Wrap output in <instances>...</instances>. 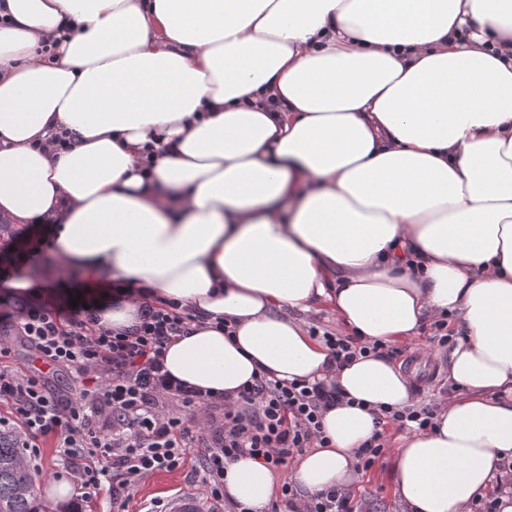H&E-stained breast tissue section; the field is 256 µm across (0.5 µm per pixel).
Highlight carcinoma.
<instances>
[{
    "label": "carcinoma",
    "instance_id": "obj_1",
    "mask_svg": "<svg viewBox=\"0 0 512 512\" xmlns=\"http://www.w3.org/2000/svg\"><path fill=\"white\" fill-rule=\"evenodd\" d=\"M17 431L0 429V512H39L33 496L31 469L21 461Z\"/></svg>",
    "mask_w": 512,
    "mask_h": 512
}]
</instances>
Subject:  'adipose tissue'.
Listing matches in <instances>:
<instances>
[{
  "mask_svg": "<svg viewBox=\"0 0 512 512\" xmlns=\"http://www.w3.org/2000/svg\"><path fill=\"white\" fill-rule=\"evenodd\" d=\"M0 213L50 225L97 286L135 282L104 326L155 295L195 307L165 354L180 380L342 391L327 447L288 467L299 510L351 490L376 410L412 398L302 314L370 343L457 315L455 390L400 437L393 494L512 512V0H0ZM278 481L242 457L224 498L270 512ZM308 323V332L312 325L321 327L324 331L321 338L325 342L326 346L331 350L334 358L340 361H349L357 355H365L367 353L373 354H384V343L373 342L371 345H364L359 342L356 336H349V332L336 322L335 317L326 310H322L320 313L313 316H302ZM341 334L335 335L333 333ZM310 333V332H309ZM311 333L313 336H318L320 330L317 327H311Z\"/></svg>",
  "mask_w": 512,
  "mask_h": 512,
  "instance_id": "ef3b65f1",
  "label": "adipose tissue"
}]
</instances>
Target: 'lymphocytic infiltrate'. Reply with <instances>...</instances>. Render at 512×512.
Here are the masks:
<instances>
[{"instance_id": "lymphocytic-infiltrate-1", "label": "lymphocytic infiltrate", "mask_w": 512, "mask_h": 512, "mask_svg": "<svg viewBox=\"0 0 512 512\" xmlns=\"http://www.w3.org/2000/svg\"><path fill=\"white\" fill-rule=\"evenodd\" d=\"M52 248L45 231L14 237L0 248V283L36 270ZM127 289L118 282L105 291L75 275L58 278L51 292H28L19 306L0 301V324L11 327L35 358L68 369L74 380L73 396L52 394L39 371L6 365L11 348L1 341L0 404L25 434L23 454L37 455L41 440L55 438L82 501L93 502L107 488L113 503L127 504L142 479L181 468L191 448L202 487L220 500L224 470L238 456L276 471L312 444H326L321 412L336 401V391L259 375L231 402L179 381L166 371L164 356L192 313L158 297L133 328L104 327L105 295ZM76 297L82 300L77 307L71 304ZM434 416L429 404L381 408L374 434L357 451L362 469L384 454L387 427L425 433Z\"/></svg>"}]
</instances>
